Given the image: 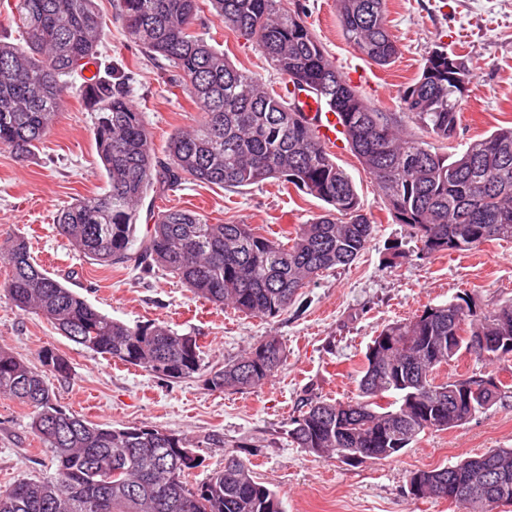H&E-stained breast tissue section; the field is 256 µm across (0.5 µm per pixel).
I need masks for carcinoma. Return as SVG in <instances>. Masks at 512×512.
<instances>
[{
    "mask_svg": "<svg viewBox=\"0 0 512 512\" xmlns=\"http://www.w3.org/2000/svg\"><path fill=\"white\" fill-rule=\"evenodd\" d=\"M224 27L253 42L274 68L305 84L337 112L343 138L380 190L397 221L414 230L419 256L467 251L492 240H512V128L476 140L457 156L405 130L409 119L436 141L455 139L470 71L448 69L457 56L435 48L401 97L402 111L371 105L329 60L300 13L284 0H210ZM345 39L380 67L399 49L388 27L386 0H336ZM128 40L149 57L168 62L172 83L201 110V124L173 134L168 161L156 159L141 113L131 103L128 79L95 72L79 87L96 112L93 136L107 189L63 209L57 231L100 265L129 258L143 271L161 267L196 296L262 318L288 311L300 291L323 273L348 266L368 248L375 224L364 213L350 176L291 103L292 91L275 88L233 65L194 31L199 0H120ZM14 42L0 40V148L27 159L50 132L71 75L98 64L103 25L94 0H15L9 15ZM280 180L326 204L283 242L250 224H211L201 214L167 209L146 235H136L138 207L148 190L187 182L246 187ZM0 265L9 270L0 293L23 312L35 313L75 344L169 380L201 369L197 337L155 323L112 319L74 289L50 276L31 257L27 242H0ZM512 342V302L485 312L459 303L426 308L383 327L368 346L358 394L347 401L306 399L290 419L297 447L346 463L383 460L427 430L470 420L452 399L469 377L439 381L438 371L460 352L481 360L512 356V347L476 349L474 337ZM287 359L276 336L207 378L214 390H246L277 374ZM42 368L0 347V395L32 409L30 429L53 453L55 474L0 489V512H280L276 491L257 482L250 465L229 455L224 468L197 488L187 477L196 459L179 453L196 444L157 427L108 428L55 403L46 372L64 377L69 362L50 348ZM122 471L104 480L114 462ZM467 480L452 498L464 512H495L512 505V448H493L439 469L417 470L409 481L423 495L442 497L438 481Z\"/></svg>",
    "mask_w": 512,
    "mask_h": 512,
    "instance_id": "cac0c4a2",
    "label": "carcinoma"
}]
</instances>
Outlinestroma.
I'll use <instances>...</instances> for the list:
<instances>
[{"label":"stroma","instance_id":"obj_1","mask_svg":"<svg viewBox=\"0 0 512 512\" xmlns=\"http://www.w3.org/2000/svg\"><path fill=\"white\" fill-rule=\"evenodd\" d=\"M299 11L337 70L386 112L399 109L402 91L419 75L438 45L462 55L472 80L462 101L456 145L512 127V0H387V20L400 53L382 68L363 58L342 34L336 0H286ZM103 17L99 60L130 80L131 100L158 157L175 132L197 127L201 112L182 89L170 86L161 62L126 37L117 0H95ZM195 26L238 67L280 88L277 72L239 34L224 28L202 0ZM95 114L67 95L51 131L26 160L0 148V241L24 237L37 263L75 288L113 319L155 322L197 336L202 371L167 381L140 368L90 352L62 336L41 316L0 300V346L38 363L43 349L65 357L68 377L49 376L56 401L85 420L123 428L159 427L197 441L200 465L188 479L201 484L222 469L226 454L249 462L258 481L277 491L285 512H461L445 498H418L408 479L419 469L444 467L492 448H512V356L488 362L465 353L442 368L441 378H494L507 385L500 402L467 423L428 430L396 456L347 465L297 447L289 421L302 399L345 401L357 394L358 372L373 338L390 323L425 307L469 302L489 310L512 302V241L421 259L411 230L398 223L383 196L349 148L336 163L350 176L360 205L375 224L369 247L351 265L325 272L302 290L287 312L262 319L198 298L163 269L142 273L135 262L112 267L90 263L56 228L74 200L103 193V164L92 128ZM319 199L270 179L243 189L201 183L150 190L139 208L138 234L155 213L183 209L213 224H249L282 237L319 214ZM287 347L283 368L265 383L236 392L211 389L204 374L241 355L265 337ZM30 411L0 396V488L21 479L53 475L52 454L32 433Z\"/></svg>","mask_w":512,"mask_h":512}]
</instances>
